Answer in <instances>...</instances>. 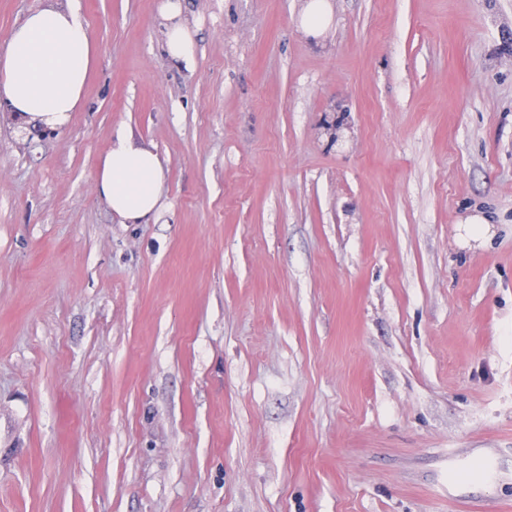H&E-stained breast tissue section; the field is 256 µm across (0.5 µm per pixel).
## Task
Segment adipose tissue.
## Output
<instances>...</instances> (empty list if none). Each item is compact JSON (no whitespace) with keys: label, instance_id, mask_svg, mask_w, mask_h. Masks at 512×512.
<instances>
[{"label":"adipose tissue","instance_id":"1","mask_svg":"<svg viewBox=\"0 0 512 512\" xmlns=\"http://www.w3.org/2000/svg\"><path fill=\"white\" fill-rule=\"evenodd\" d=\"M169 57H192V37L182 19L180 0H163ZM94 47L71 0H44L15 26L0 50V106L24 130L65 127L83 99ZM158 154L117 134L104 156L96 191L126 224L149 222L158 209L164 184Z\"/></svg>","mask_w":512,"mask_h":512}]
</instances>
